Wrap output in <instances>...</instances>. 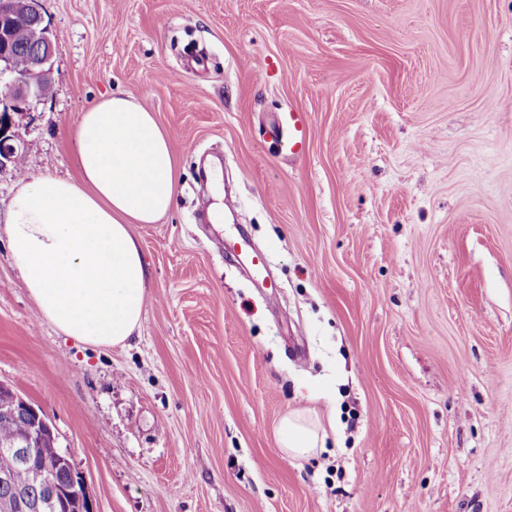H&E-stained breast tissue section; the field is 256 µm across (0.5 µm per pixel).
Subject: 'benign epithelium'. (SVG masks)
Listing matches in <instances>:
<instances>
[{"instance_id":"7a95c632","label":"benign epithelium","mask_w":512,"mask_h":512,"mask_svg":"<svg viewBox=\"0 0 512 512\" xmlns=\"http://www.w3.org/2000/svg\"><path fill=\"white\" fill-rule=\"evenodd\" d=\"M0 16H20L29 24L35 47L28 68L19 73L14 70L10 54V31L0 28V169L22 155V145L11 134L13 115L20 114L34 101L40 100L52 84L51 59L55 42L36 7V0H0ZM17 411L28 414V426L16 435L8 448L18 462L31 472L34 483L44 490V497L37 499H13L0 502V512H44L46 501L56 496L53 469L48 464L36 463L37 448L45 431L51 429L45 417L17 393H11L10 403L0 405V417Z\"/></svg>"}]
</instances>
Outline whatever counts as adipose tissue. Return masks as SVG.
Wrapping results in <instances>:
<instances>
[{"label":"adipose tissue","instance_id":"1","mask_svg":"<svg viewBox=\"0 0 512 512\" xmlns=\"http://www.w3.org/2000/svg\"><path fill=\"white\" fill-rule=\"evenodd\" d=\"M71 136L77 178L40 174L21 183L1 230L44 319L85 345H119L139 330L148 300L147 267L130 227L170 212L176 158L153 112L118 94L82 112ZM325 438L304 410L276 429L292 459L313 456Z\"/></svg>","mask_w":512,"mask_h":512}]
</instances>
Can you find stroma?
Returning <instances> with one entry per match:
<instances>
[{
    "label": "stroma",
    "mask_w": 512,
    "mask_h": 512,
    "mask_svg": "<svg viewBox=\"0 0 512 512\" xmlns=\"http://www.w3.org/2000/svg\"><path fill=\"white\" fill-rule=\"evenodd\" d=\"M38 9L52 86L14 118L0 225L25 175L76 176L101 97L150 108L177 159L171 212L132 227L125 344L42 319L0 233V383L94 512H512V0ZM303 408L326 444L289 459L275 427Z\"/></svg>",
    "instance_id": "1"
}]
</instances>
